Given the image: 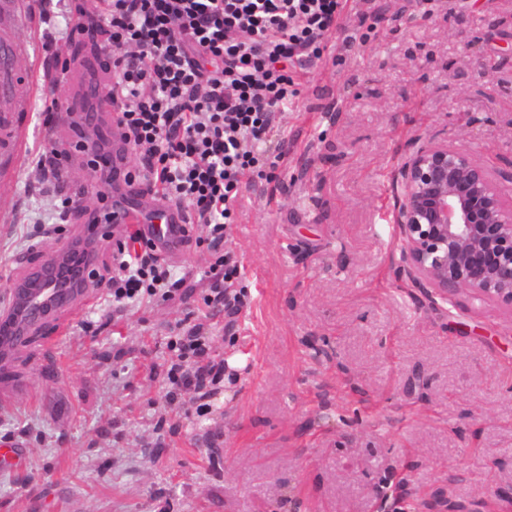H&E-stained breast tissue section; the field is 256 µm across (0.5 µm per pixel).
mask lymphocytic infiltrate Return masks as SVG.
<instances>
[{
    "label": "lymphocytic infiltrate",
    "mask_w": 512,
    "mask_h": 512,
    "mask_svg": "<svg viewBox=\"0 0 512 512\" xmlns=\"http://www.w3.org/2000/svg\"><path fill=\"white\" fill-rule=\"evenodd\" d=\"M74 10L75 30L99 35L105 50L81 109L92 116L98 105H112L126 150L116 161L106 138L63 145L56 130L64 108L44 98L52 120L27 167L54 181L60 207L40 234H58L75 215L98 223L86 205L94 194L106 201L116 191L148 193L185 211L187 249L209 252L204 296L138 228L89 275L114 312L143 303L182 308L166 343L174 360L139 377L159 383L167 404L200 413L228 371L208 323L220 316L233 330L250 304L237 287L231 226L245 189L258 179L279 184L288 170L296 142L284 135L281 116L302 80L325 51L348 52L363 26L447 17L456 0H408L392 14L381 0H78ZM76 153L88 155L92 181L69 180L65 163Z\"/></svg>",
    "instance_id": "f902f5d3"
}]
</instances>
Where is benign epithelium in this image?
<instances>
[{
  "mask_svg": "<svg viewBox=\"0 0 512 512\" xmlns=\"http://www.w3.org/2000/svg\"><path fill=\"white\" fill-rule=\"evenodd\" d=\"M399 273L442 300L512 307V189L478 154L421 147L397 182Z\"/></svg>",
  "mask_w": 512,
  "mask_h": 512,
  "instance_id": "1",
  "label": "benign epithelium"
}]
</instances>
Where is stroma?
<instances>
[{
	"label": "stroma",
	"mask_w": 512,
	"mask_h": 512,
	"mask_svg": "<svg viewBox=\"0 0 512 512\" xmlns=\"http://www.w3.org/2000/svg\"><path fill=\"white\" fill-rule=\"evenodd\" d=\"M89 41L29 99L0 153V308L44 260L26 250L52 186L27 180L42 138L40 91L94 60ZM335 100L326 116L306 109ZM284 116L298 150L276 193L245 192L232 246L250 310L216 338L247 364L209 415L154 433L158 384L130 383L181 316L175 306L113 315L93 296L69 322L27 338L0 389V512H371L374 494L445 502L449 512H512V308L432 303L398 273L396 182L420 147L479 150L512 176V0H461L452 17L365 32L324 60ZM98 323L84 332L83 321ZM222 436L209 448L214 431ZM218 455L220 469L208 458Z\"/></svg>",
	"instance_id": "35a3bbf8"
}]
</instances>
